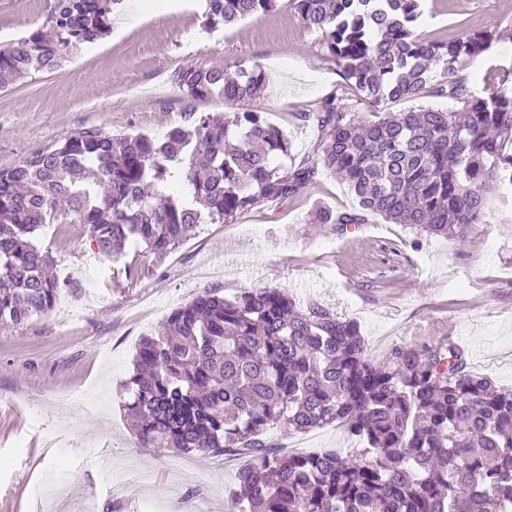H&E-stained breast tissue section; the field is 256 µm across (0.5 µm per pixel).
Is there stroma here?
<instances>
[{
  "instance_id": "35a3bbf8",
  "label": "stroma",
  "mask_w": 512,
  "mask_h": 512,
  "mask_svg": "<svg viewBox=\"0 0 512 512\" xmlns=\"http://www.w3.org/2000/svg\"><path fill=\"white\" fill-rule=\"evenodd\" d=\"M55 0H0V44L45 28ZM204 0H125L112 32L82 48L61 70L0 91V171L88 129L164 135L188 111L224 113L222 100L188 99L174 84L184 66L242 62L271 76L255 105L284 129L291 155L320 138L303 115L347 90L292 0L208 33ZM418 28L454 36L477 18L503 40L461 73L471 88L512 89V0H423ZM336 211L357 201L325 175L296 196L263 202L229 224H202L162 261L140 254L143 275L127 285L79 224H48L36 243L48 251L58 306L25 323H0V512H30L48 494L54 512H227L240 458H200L140 447L123 409L122 384L142 336L211 286L285 289L357 320L371 358L392 346H460L467 368L512 387V219H490L465 242L419 234L377 215L345 234L314 224L316 204ZM121 487L110 496L109 485Z\"/></svg>"
}]
</instances>
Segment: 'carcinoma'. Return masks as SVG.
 <instances>
[{"label": "carcinoma", "instance_id": "obj_1", "mask_svg": "<svg viewBox=\"0 0 512 512\" xmlns=\"http://www.w3.org/2000/svg\"><path fill=\"white\" fill-rule=\"evenodd\" d=\"M276 2L205 0L203 26L213 32ZM121 4L57 0L50 34L0 46V88L58 70L103 40ZM293 4L357 102L448 96L459 106L365 121L334 95L305 115L321 132L313 154L278 164L290 140L251 106L268 74L182 67L174 83L188 97L235 111L190 112L160 138L89 129L0 171L1 323L22 324L57 301L50 255L34 243L45 224L83 225L115 262L130 246L160 262L198 225L230 223L328 172L358 203L345 212L316 205L315 223L340 234L377 214L463 240L512 202V92L482 95L457 77L501 39L498 26L468 19L452 37L425 38L415 33L421 0ZM172 182L184 196L164 192ZM123 388L142 447L249 459L229 512H512V388L467 371L454 345H395L376 361L357 321L319 303L302 307L281 288L205 289L141 339ZM333 425L363 447L286 455L269 434Z\"/></svg>", "mask_w": 512, "mask_h": 512}]
</instances>
